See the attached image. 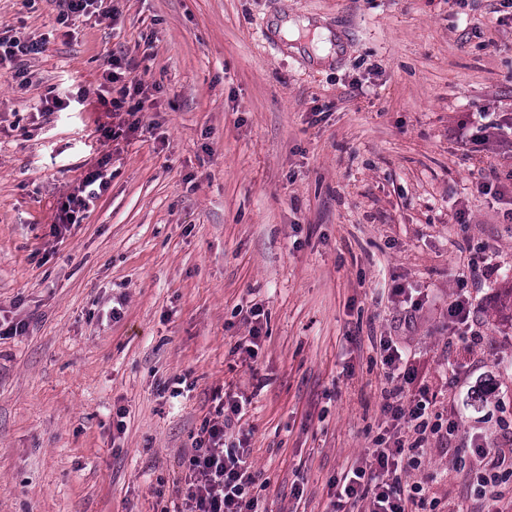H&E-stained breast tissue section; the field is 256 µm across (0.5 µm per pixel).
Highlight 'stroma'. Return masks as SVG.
Listing matches in <instances>:
<instances>
[{"instance_id": "1", "label": "stroma", "mask_w": 512, "mask_h": 512, "mask_svg": "<svg viewBox=\"0 0 512 512\" xmlns=\"http://www.w3.org/2000/svg\"><path fill=\"white\" fill-rule=\"evenodd\" d=\"M0 0L44 36L0 75V512H160L221 389L261 512H331V484L398 425L380 339L456 436L401 478L426 512H482L458 465L512 431V8L501 0ZM329 30L287 41L286 21ZM148 84L139 130L99 111L106 61ZM85 89L45 112L48 91ZM108 191L63 236L58 200L102 157ZM465 211L466 221L454 220ZM478 342L451 336L455 274ZM254 354L238 350L252 328ZM63 9L60 10L56 23L61 28H69L71 22L80 16H91L99 13L104 0H62Z\"/></svg>"}]
</instances>
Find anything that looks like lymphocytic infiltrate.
Here are the masks:
<instances>
[{
    "label": "lymphocytic infiltrate",
    "mask_w": 512,
    "mask_h": 512,
    "mask_svg": "<svg viewBox=\"0 0 512 512\" xmlns=\"http://www.w3.org/2000/svg\"><path fill=\"white\" fill-rule=\"evenodd\" d=\"M46 44L43 37L23 38L0 32V69L8 68L18 85L27 86L31 77L26 61L43 53ZM126 71L123 58L115 56L109 60L103 74L106 87L97 97L103 111L116 113L122 111L126 98L147 97L148 85L139 80L126 82ZM115 83L121 86L116 98L107 90L108 85ZM109 186L104 165L89 170L73 192L59 199L54 223L56 234H63L72 225L81 223L90 206ZM380 354L383 366L401 374L400 383L387 391L383 409L394 419H406L416 439L408 443L396 438L392 446L375 449L365 466L351 468L335 480V512H345L346 508L359 505L365 506L367 512H417L424 501L423 488L402 483L398 465L405 461L413 466L419 464L422 453L419 440L424 435L430 433L448 440L457 431L455 423L432 421L427 397L404 402V386L414 380L415 374L405 367L398 347L390 341H381ZM217 401L215 418L205 423L188 458L186 492L181 502L174 504L172 512H258V502L251 494L256 474L248 461L249 452L243 447L224 444L225 431L240 420L243 406L229 393L218 395ZM473 454L476 458L472 467L474 490L487 498V512H500L494 488L500 473L512 470V435L506 436L504 447L491 450L479 444Z\"/></svg>",
    "instance_id": "obj_1"
}]
</instances>
